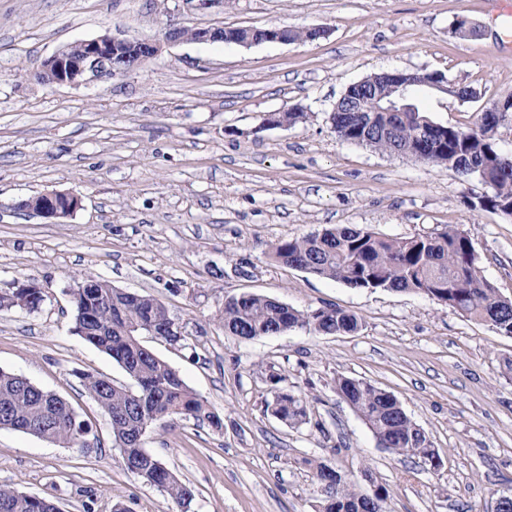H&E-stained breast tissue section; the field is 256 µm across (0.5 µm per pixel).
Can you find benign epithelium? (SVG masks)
<instances>
[{
	"instance_id": "benign-epithelium-1",
	"label": "benign epithelium",
	"mask_w": 512,
	"mask_h": 512,
	"mask_svg": "<svg viewBox=\"0 0 512 512\" xmlns=\"http://www.w3.org/2000/svg\"><path fill=\"white\" fill-rule=\"evenodd\" d=\"M183 28L168 27L163 41L130 40L116 36L102 35L61 47L46 60L40 73L52 76V83H77L85 77L102 74L114 75L125 72L115 65V60L130 55L139 62L156 57L164 45L183 41ZM294 29L287 26L269 25L264 27H206L193 30L194 41L205 43L222 41L242 47L263 43H291ZM423 88L435 89L443 94L460 98L461 87L448 81L438 72L390 71L366 77L351 85L343 95L344 105L335 107L336 112L376 114L378 112H412L409 105L415 91ZM60 192L44 193L28 200L30 210L46 219H60L72 215L81 207V198L69 194L70 206L63 209L59 204Z\"/></svg>"
}]
</instances>
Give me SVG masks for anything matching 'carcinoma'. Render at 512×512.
Instances as JSON below:
<instances>
[{"label": "carcinoma", "instance_id": "carcinoma-1", "mask_svg": "<svg viewBox=\"0 0 512 512\" xmlns=\"http://www.w3.org/2000/svg\"><path fill=\"white\" fill-rule=\"evenodd\" d=\"M422 111L403 115L378 114L374 133H351L349 116L335 113L332 123L339 137L359 141L381 152L430 141L417 160L478 176L488 192L471 203L474 209H491L512 217V154L500 152L495 130L482 125L477 113L468 127L421 125ZM282 265L343 283L356 289H386L420 293L460 314L491 324L512 336V299L500 295L482 275L480 258L471 239L454 227L436 236L387 238L352 227H329L317 234L281 241L271 252ZM33 292L0 289V311L33 312L39 304ZM73 306V331L110 356L133 380L115 383L93 373L80 379L88 394L108 416L113 446L125 468L159 488L167 502L190 506L192 488L171 472L145 447L148 429L179 420L208 421L218 428L220 419L206 401L191 390L178 371L138 339L142 332L166 341H178L171 328L175 320L167 306L146 295L125 292L95 277H81L69 289ZM219 320L224 332L248 340L281 335L295 328L319 334L353 333L356 315L336 307L299 311L285 303L252 293L224 300ZM336 395L350 402L378 445L404 458L423 460L436 452L427 433L417 427L403 408L385 391L362 379L338 376ZM266 411L291 427L309 422L307 402L286 388L274 390ZM34 435L63 447L84 446L91 431L73 407L60 396L45 391L27 378L0 369V430ZM316 481H329L316 512H386L389 491L380 487L377 501L369 503L356 491V482L339 470L305 458ZM0 512H57L51 500L0 487Z\"/></svg>", "mask_w": 512, "mask_h": 512}]
</instances>
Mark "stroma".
Segmentation results:
<instances>
[{
  "label": "stroma",
  "mask_w": 512,
  "mask_h": 512,
  "mask_svg": "<svg viewBox=\"0 0 512 512\" xmlns=\"http://www.w3.org/2000/svg\"><path fill=\"white\" fill-rule=\"evenodd\" d=\"M474 37L455 35L458 20ZM325 28L314 41L248 48L184 41L115 76L42 84L60 47L103 34L161 39L170 24ZM438 71L476 91L426 102L431 119L464 126L512 97V43L485 0H0V288L37 282L38 310L0 313V368L68 401L93 426L87 448L0 430V486L51 499L60 512H165L163 493L128 471L108 418L79 373L125 384L109 356L73 332L68 294L88 274L164 302L181 330L139 339L222 420L148 430L144 446L194 491L189 512H314L304 458L386 487L388 512H492L512 490V337L424 295L355 289L281 266L275 243L326 227L389 238L455 227L481 269L512 298V218L471 208L475 178L340 139L330 113L347 88L381 71ZM305 122L270 126L292 107ZM49 192L82 199L51 221L20 208ZM263 295L298 310L335 306L360 328L225 334V298ZM300 394L309 421L265 410L273 376ZM394 395L441 454L436 472L378 446L335 393L337 376ZM371 472L370 480L359 477Z\"/></svg>",
  "instance_id": "35a3bbf8"
}]
</instances>
